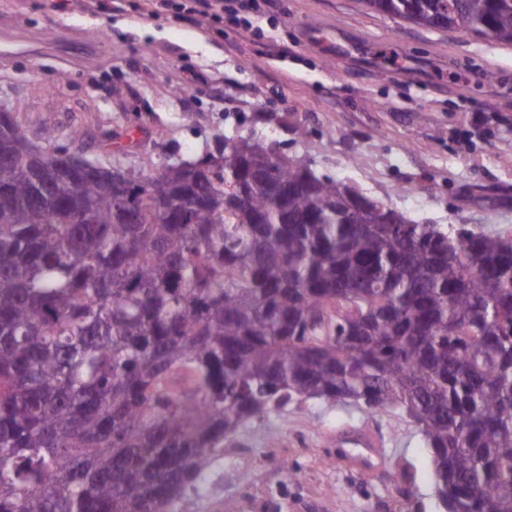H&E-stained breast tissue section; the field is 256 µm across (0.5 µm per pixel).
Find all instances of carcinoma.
Wrapping results in <instances>:
<instances>
[{
    "instance_id": "obj_1",
    "label": "carcinoma",
    "mask_w": 512,
    "mask_h": 512,
    "mask_svg": "<svg viewBox=\"0 0 512 512\" xmlns=\"http://www.w3.org/2000/svg\"><path fill=\"white\" fill-rule=\"evenodd\" d=\"M512 46V0H360ZM0 115V512H188L224 442L317 399L420 425L446 512H512V237L419 224L231 138L122 188L36 180Z\"/></svg>"
}]
</instances>
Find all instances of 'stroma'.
<instances>
[{
    "label": "stroma",
    "mask_w": 512,
    "mask_h": 512,
    "mask_svg": "<svg viewBox=\"0 0 512 512\" xmlns=\"http://www.w3.org/2000/svg\"><path fill=\"white\" fill-rule=\"evenodd\" d=\"M255 5L250 29L221 33L99 0H0V35L17 42L0 52V104L33 141L77 128L89 157L143 173L226 136L276 139L419 223L512 233V47L359 0ZM365 431L378 453L358 447ZM192 510L445 512L417 423L316 400L244 427Z\"/></svg>",
    "instance_id": "stroma-1"
}]
</instances>
